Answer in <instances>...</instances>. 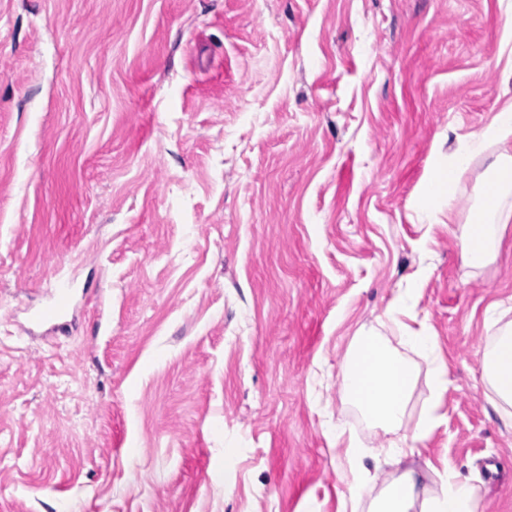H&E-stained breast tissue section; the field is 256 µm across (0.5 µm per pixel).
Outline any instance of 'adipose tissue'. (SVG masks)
<instances>
[{"mask_svg":"<svg viewBox=\"0 0 512 512\" xmlns=\"http://www.w3.org/2000/svg\"><path fill=\"white\" fill-rule=\"evenodd\" d=\"M498 145L499 152L489 167L492 183L482 196L477 209V223L468 225L459 237L463 261L474 268L482 267L501 244V225L512 222V208L505 207L504 198L512 193V103L504 106L484 130L472 135L468 143L455 149L447 167L425 187L420 209L431 214L432 205L444 191L454 190L461 174L489 145ZM490 310L500 327L484 355V376L497 408L512 407V320L499 304ZM343 389L347 398L367 419L373 434L390 435L387 447L375 446L371 438L350 436L345 457L352 477V488H359L368 478L364 460L380 461L401 452L408 444L426 438L437 424L434 409H427L415 433L401 436L418 367L402 357L379 336H357L342 366ZM479 489L470 480L460 478L454 467H447L435 489H428L422 474L414 469L384 480L380 493L371 503L370 512H480Z\"/></svg>","mask_w":512,"mask_h":512,"instance_id":"ef3b65f1","label":"adipose tissue"}]
</instances>
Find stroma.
Returning <instances> with one entry per match:
<instances>
[{"mask_svg": "<svg viewBox=\"0 0 512 512\" xmlns=\"http://www.w3.org/2000/svg\"><path fill=\"white\" fill-rule=\"evenodd\" d=\"M512 0H0V512H368L337 429L356 334L427 331L386 473L445 466L512 512L483 378L496 259L422 186L512 101ZM72 304L27 330L58 275ZM404 344L407 347L421 351L427 358H431L433 364L432 386L434 392L438 395L447 389L448 379L445 365L440 366L436 359L432 357L435 348L433 336H429L423 332L402 336Z\"/></svg>", "mask_w": 512, "mask_h": 512, "instance_id": "stroma-1", "label": "stroma"}]
</instances>
